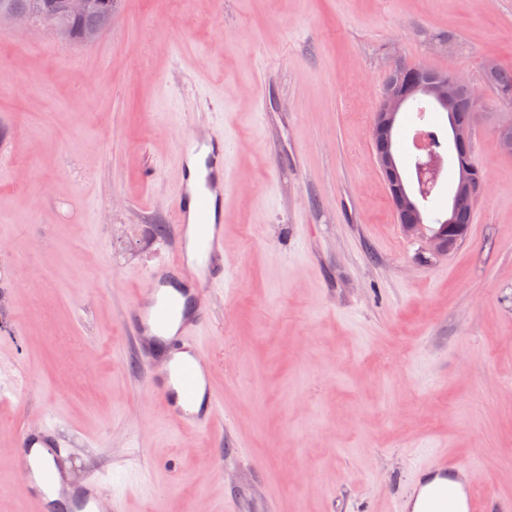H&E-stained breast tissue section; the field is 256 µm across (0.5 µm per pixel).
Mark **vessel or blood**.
Masks as SVG:
<instances>
[{"instance_id":"vessel-or-blood-1","label":"vessel or blood","mask_w":512,"mask_h":512,"mask_svg":"<svg viewBox=\"0 0 512 512\" xmlns=\"http://www.w3.org/2000/svg\"><path fill=\"white\" fill-rule=\"evenodd\" d=\"M178 157L180 176L171 198L175 258L160 260L144 274L132 298L131 333L136 343L151 336L164 343L169 355L190 356V363L164 367V380L152 391L178 423L209 428L220 416L202 337L212 321L204 297L225 281L224 193L229 177L222 130L187 134ZM20 446L23 491L39 512H104L106 498L97 482L60 492L55 471L70 443L58 437L55 427L25 431ZM476 484L474 466L434 452L416 465L412 493L401 512H490Z\"/></svg>"}]
</instances>
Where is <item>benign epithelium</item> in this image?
Masks as SVG:
<instances>
[{
  "label": "benign epithelium",
  "mask_w": 512,
  "mask_h": 512,
  "mask_svg": "<svg viewBox=\"0 0 512 512\" xmlns=\"http://www.w3.org/2000/svg\"><path fill=\"white\" fill-rule=\"evenodd\" d=\"M68 9L77 18L97 10L104 14H112L118 0H66ZM7 19L10 23L27 30L32 34L41 32V26L34 23L30 12L22 7L12 8ZM471 94L472 113L469 126L452 132L453 145L462 148L472 140L474 129L478 127V98L471 83L461 74L451 77H439L421 82L414 78L398 76L393 83L384 89L379 109L371 126V138L377 145L376 164L384 180L391 186L397 223L403 231L424 242V250L432 258L445 256L456 244L457 239L446 231L430 234L424 227L423 199L429 194V188L440 182L444 171L453 169V196L466 195L477 199L483 195L486 184L473 178L472 164L459 159L456 152L439 154L431 146L430 141L422 139L419 145L420 154L416 164L417 190L408 186L404 170L401 168L393 143V133L398 112L410 100L420 97L429 98L436 103L449 107L459 91Z\"/></svg>",
  "instance_id": "1"
}]
</instances>
